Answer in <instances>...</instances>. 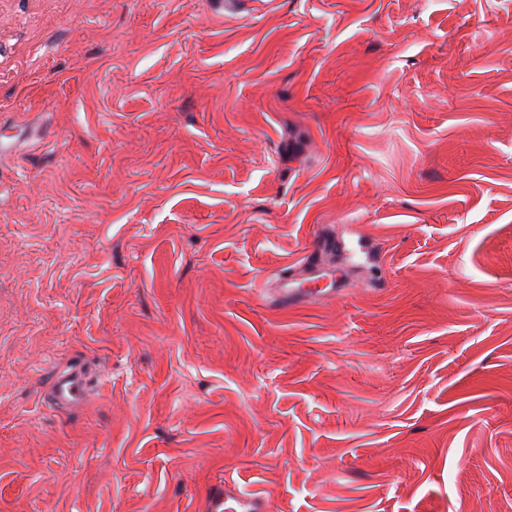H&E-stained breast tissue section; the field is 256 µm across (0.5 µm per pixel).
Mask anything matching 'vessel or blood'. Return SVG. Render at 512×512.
<instances>
[{
  "label": "vessel or blood",
  "mask_w": 512,
  "mask_h": 512,
  "mask_svg": "<svg viewBox=\"0 0 512 512\" xmlns=\"http://www.w3.org/2000/svg\"><path fill=\"white\" fill-rule=\"evenodd\" d=\"M334 246V240L326 233L317 234L300 268L280 270L271 288L274 304L293 307L321 297L323 291L315 283L327 278L328 272L321 266L320 258ZM92 379L91 370L78 362L57 369L51 376L45 399L60 410L75 407L85 401ZM193 512H272V505L261 494L241 490L223 479L195 500Z\"/></svg>",
  "instance_id": "obj_1"
}]
</instances>
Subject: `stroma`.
Wrapping results in <instances>:
<instances>
[{"label":"stroma","mask_w":512,"mask_h":512,"mask_svg":"<svg viewBox=\"0 0 512 512\" xmlns=\"http://www.w3.org/2000/svg\"><path fill=\"white\" fill-rule=\"evenodd\" d=\"M0 139V512H512V0H10ZM335 247V241L325 232H320L311 241L302 266L280 270L269 290L276 306L288 308L301 305L323 295L321 288H302L304 282L318 281L329 276L328 270L320 264V258L327 249ZM93 374L83 363H72L57 369L51 376L45 400L59 410L75 407L85 401ZM194 512H271L272 504L256 491H244L222 478L193 503Z\"/></svg>","instance_id":"stroma-1"}]
</instances>
